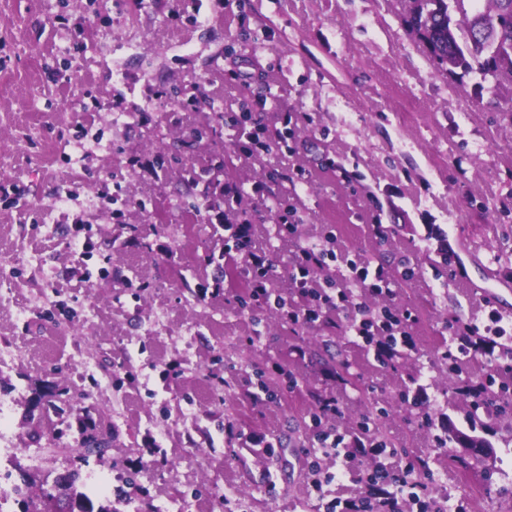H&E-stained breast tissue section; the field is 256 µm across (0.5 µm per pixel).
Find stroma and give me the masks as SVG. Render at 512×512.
I'll return each mask as SVG.
<instances>
[{
	"instance_id": "stroma-1",
	"label": "stroma",
	"mask_w": 512,
	"mask_h": 512,
	"mask_svg": "<svg viewBox=\"0 0 512 512\" xmlns=\"http://www.w3.org/2000/svg\"><path fill=\"white\" fill-rule=\"evenodd\" d=\"M241 130L282 147L244 157ZM274 199L336 253L316 287L352 260L387 272L391 294L351 293L410 313L395 361L348 309L281 317L306 297ZM244 222L274 266L263 299L224 248ZM486 275L512 288V89L440 71L401 0H0V402L35 479L77 463L89 415L114 442L81 473L124 489L123 512H416L379 470L442 508L512 512V413L462 391L512 390V337L459 334L487 323ZM46 380L84 395L44 416L55 441L25 421ZM458 430L492 455L439 448Z\"/></svg>"
}]
</instances>
